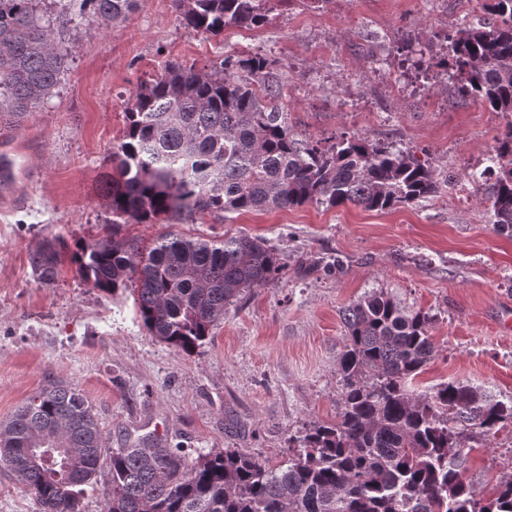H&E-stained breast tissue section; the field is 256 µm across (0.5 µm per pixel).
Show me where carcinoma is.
Listing matches in <instances>:
<instances>
[{
    "mask_svg": "<svg viewBox=\"0 0 512 512\" xmlns=\"http://www.w3.org/2000/svg\"><path fill=\"white\" fill-rule=\"evenodd\" d=\"M107 21L138 0H68ZM179 25L217 37L228 24L263 22L264 0H173ZM449 38L459 91L510 118L490 154L492 223L512 237V0ZM70 47L40 0H0V124L21 123L61 81ZM266 57H226L197 67L177 60L140 83L126 128L105 163L102 192L112 233L71 256L79 277L131 292L150 335L191 351L247 292L279 279L277 250L259 237L164 234L147 246L120 240L121 224H153L205 210L224 214L346 203L382 212L439 192L431 165L363 135L327 149L296 138ZM52 246L31 254L45 284L57 276ZM341 411L315 424L269 467L228 449L193 454L155 435L105 446L94 404L57 381L0 420V470L42 512H84L85 487L106 475L104 512H512V481L484 499L464 477L463 437L512 425V404L462 382L415 395L409 384L433 356L431 319L371 292L342 312Z\"/></svg>",
    "mask_w": 512,
    "mask_h": 512,
    "instance_id": "1",
    "label": "carcinoma"
}]
</instances>
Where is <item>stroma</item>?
Wrapping results in <instances>:
<instances>
[{"label": "stroma", "mask_w": 512, "mask_h": 512, "mask_svg": "<svg viewBox=\"0 0 512 512\" xmlns=\"http://www.w3.org/2000/svg\"><path fill=\"white\" fill-rule=\"evenodd\" d=\"M486 3L333 0L315 11L301 2L217 38L187 33L172 0H141L116 23L73 14L71 56L52 96L19 126H0V155L17 165L0 190V420L64 380L92 401L109 447L152 432L202 454L239 448L283 464L310 425L336 422L342 311L376 290L433 318L434 356L416 392L457 380L512 401V237L496 232L488 186L472 178L506 120L431 68L448 33L487 18ZM250 55L274 61L299 139L327 147L366 135L429 160L451 183L383 212L314 203L122 225L119 238L147 244L167 233H242L282 258L277 283L228 306L211 336L183 352L140 326L128 292L83 282L70 255L112 218L100 193L104 160L137 86L171 59L200 66ZM58 242L47 285L29 258ZM336 258L341 269L324 270ZM465 445L466 478L491 496L512 477V429L473 431Z\"/></svg>", "instance_id": "stroma-1"}]
</instances>
